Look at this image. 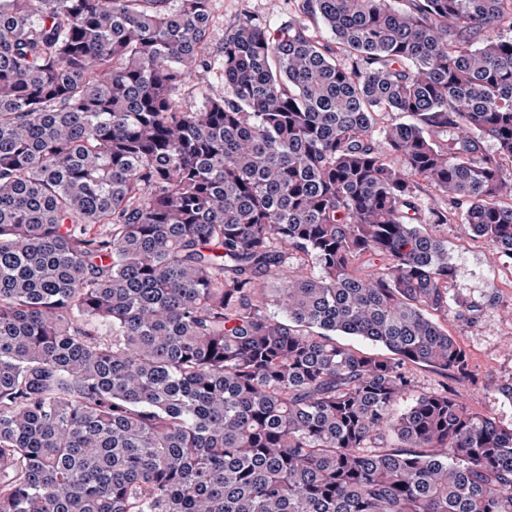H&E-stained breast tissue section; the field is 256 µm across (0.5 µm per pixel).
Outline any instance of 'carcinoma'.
Wrapping results in <instances>:
<instances>
[{
  "label": "carcinoma",
  "mask_w": 512,
  "mask_h": 512,
  "mask_svg": "<svg viewBox=\"0 0 512 512\" xmlns=\"http://www.w3.org/2000/svg\"><path fill=\"white\" fill-rule=\"evenodd\" d=\"M295 2L0 0V512H512V425L398 411L473 380L424 225L512 262V0ZM213 26L208 37V49L218 56L224 44L226 28L245 17L279 26L296 15L294 0H212Z\"/></svg>",
  "instance_id": "carcinoma-1"
}]
</instances>
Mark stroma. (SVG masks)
Instances as JSON below:
<instances>
[{
	"instance_id": "1",
	"label": "stroma",
	"mask_w": 512,
	"mask_h": 512,
	"mask_svg": "<svg viewBox=\"0 0 512 512\" xmlns=\"http://www.w3.org/2000/svg\"><path fill=\"white\" fill-rule=\"evenodd\" d=\"M214 15L208 49L218 55L226 28L251 17L278 26L296 14L294 0H212ZM436 234L448 247V259L459 269L449 290L450 304L443 319L449 333L465 349L474 379L453 384L456 399L470 409L512 424V401L498 390L501 381L512 378V265L505 263L482 239L463 234L459 225L436 226ZM480 306V313L464 320L457 313V300Z\"/></svg>"
}]
</instances>
